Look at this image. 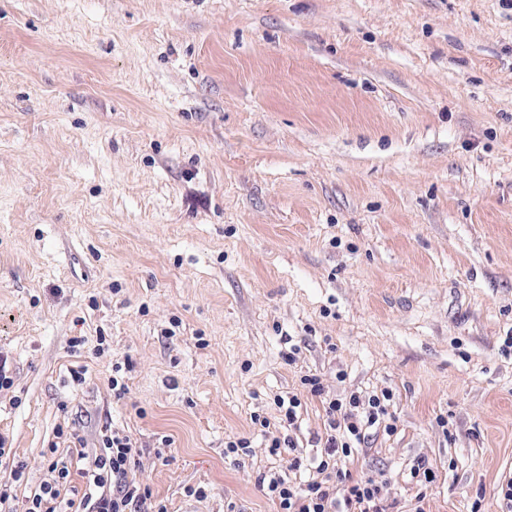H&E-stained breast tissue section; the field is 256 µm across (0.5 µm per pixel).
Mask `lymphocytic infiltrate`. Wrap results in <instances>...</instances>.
Returning a JSON list of instances; mask_svg holds the SVG:
<instances>
[{"label":"lymphocytic infiltrate","instance_id":"obj_1","mask_svg":"<svg viewBox=\"0 0 512 512\" xmlns=\"http://www.w3.org/2000/svg\"><path fill=\"white\" fill-rule=\"evenodd\" d=\"M300 383L304 393L320 398L326 433L320 456L309 463L315 469V477L294 482L292 473L308 464L294 455L296 443L287 433L298 420L302 401L295 395L274 398L286 433L272 438L267 452L281 458L282 464L279 470L259 474L257 480L277 503L278 512H391L383 495L386 485L383 476L354 478L342 469L343 462L365 442L369 430L388 435L396 432L397 418L389 410L391 394L367 397L353 392L330 397L321 377L314 373L301 376ZM140 453L131 436L114 433L103 436L102 446L94 457L78 452V459L87 462L81 471L87 489L81 497L68 500L63 506L68 512H168L164 504L153 499L146 485L130 477ZM46 461L53 479L29 496L25 512H59L63 507L58 503L59 487L70 483L72 472L67 461L58 457L56 448L48 449Z\"/></svg>","mask_w":512,"mask_h":512}]
</instances>
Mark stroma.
Segmentation results:
<instances>
[{"mask_svg":"<svg viewBox=\"0 0 512 512\" xmlns=\"http://www.w3.org/2000/svg\"><path fill=\"white\" fill-rule=\"evenodd\" d=\"M509 336L512 0H0V512L61 428L137 439L168 512H277L274 396L321 453L309 372L391 393L348 469L398 512H494ZM273 403L279 410L281 416L280 423H283L282 426L287 430L294 426L298 420V408L302 406V401L298 395L288 396L287 398L283 396H276L273 399Z\"/></svg>","mask_w":512,"mask_h":512,"instance_id":"obj_1","label":"stroma"}]
</instances>
